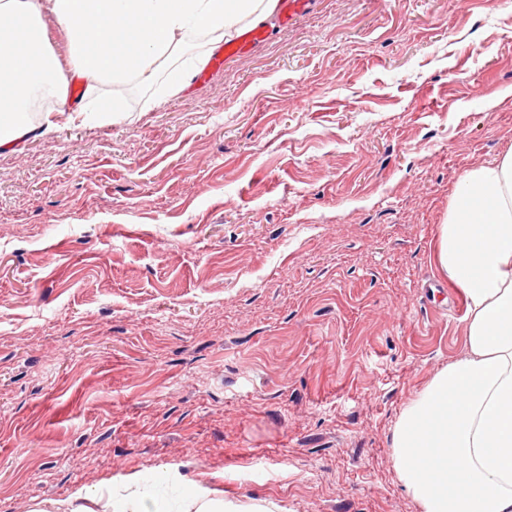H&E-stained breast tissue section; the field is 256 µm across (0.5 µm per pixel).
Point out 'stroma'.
<instances>
[{
  "label": "stroma",
  "mask_w": 512,
  "mask_h": 512,
  "mask_svg": "<svg viewBox=\"0 0 512 512\" xmlns=\"http://www.w3.org/2000/svg\"><path fill=\"white\" fill-rule=\"evenodd\" d=\"M266 28L177 95L56 98L0 149V512H104L147 473L175 505L420 512L393 432L465 348L433 252L459 180L512 149V0ZM181 512H271L269 505L264 503L235 504L209 499L202 489H192L184 497L180 506Z\"/></svg>",
  "instance_id": "obj_1"
}]
</instances>
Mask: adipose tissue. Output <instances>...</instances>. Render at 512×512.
<instances>
[{
  "instance_id": "obj_1",
  "label": "adipose tissue",
  "mask_w": 512,
  "mask_h": 512,
  "mask_svg": "<svg viewBox=\"0 0 512 512\" xmlns=\"http://www.w3.org/2000/svg\"><path fill=\"white\" fill-rule=\"evenodd\" d=\"M277 0H0V147L31 132L29 106L59 92L44 15L68 36L85 97L103 84L186 89L215 46ZM435 261L467 303L465 354L401 414L393 465L421 512H512V151L467 172Z\"/></svg>"
}]
</instances>
